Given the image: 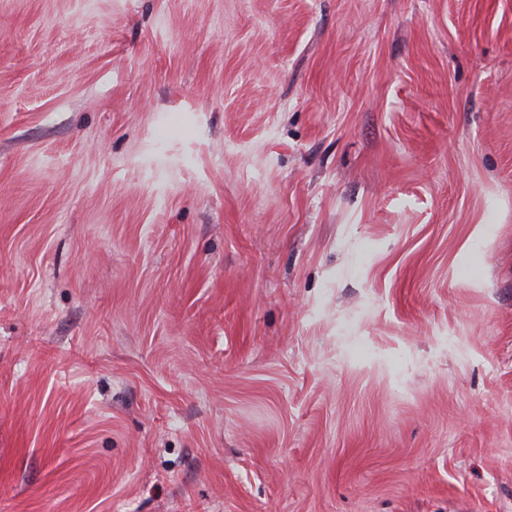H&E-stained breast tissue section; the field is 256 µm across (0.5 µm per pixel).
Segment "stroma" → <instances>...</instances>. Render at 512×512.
<instances>
[{
    "label": "stroma",
    "instance_id": "35a3bbf8",
    "mask_svg": "<svg viewBox=\"0 0 512 512\" xmlns=\"http://www.w3.org/2000/svg\"><path fill=\"white\" fill-rule=\"evenodd\" d=\"M0 512H512V0H0Z\"/></svg>",
    "mask_w": 512,
    "mask_h": 512
}]
</instances>
